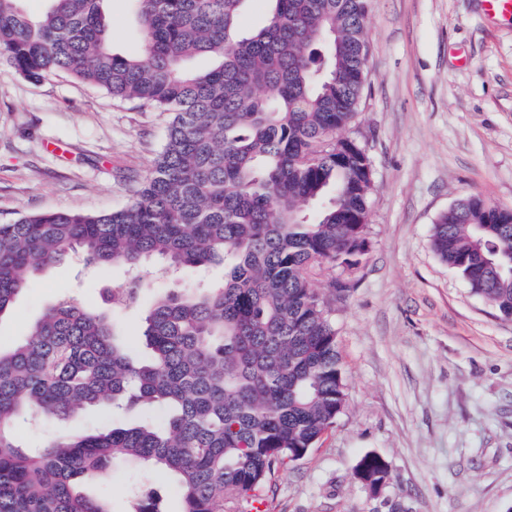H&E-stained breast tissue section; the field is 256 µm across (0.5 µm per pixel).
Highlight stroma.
Here are the masks:
<instances>
[{
    "label": "stroma",
    "mask_w": 512,
    "mask_h": 512,
    "mask_svg": "<svg viewBox=\"0 0 512 512\" xmlns=\"http://www.w3.org/2000/svg\"><path fill=\"white\" fill-rule=\"evenodd\" d=\"M110 44L134 42L125 0L103 4ZM367 79L353 137L376 191L358 270L319 272L329 292L347 383L335 424L299 461L272 475L269 512H512V321L501 319L441 262L432 227L457 199L512 207V18L481 0H371ZM168 115L58 73L35 82L0 62V224L48 210L126 205L149 176ZM143 272V297L223 280ZM124 280L73 260L46 268L0 318V345L66 296L106 307ZM81 411L61 423L19 424L32 446L65 431L92 433ZM382 455L389 479L371 492L353 476Z\"/></svg>",
    "instance_id": "obj_1"
}]
</instances>
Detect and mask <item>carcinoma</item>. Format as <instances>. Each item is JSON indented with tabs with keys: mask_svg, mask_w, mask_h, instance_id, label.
<instances>
[{
	"mask_svg": "<svg viewBox=\"0 0 512 512\" xmlns=\"http://www.w3.org/2000/svg\"><path fill=\"white\" fill-rule=\"evenodd\" d=\"M19 2L0 0L1 60L33 81L66 72L170 118L129 204L0 224V317L31 277L73 256L130 275L110 309L62 298L0 347V512H114L83 484L138 467L165 473L168 494L140 490L131 512H239L346 406L332 297L314 274L353 269L367 250L373 169L346 130L365 82L370 0H269L248 34L245 0H133L143 41L127 55L109 47L104 0H48L38 17ZM198 55L213 65L187 69ZM431 244L512 320L511 207L463 197ZM147 263L173 278L222 265L224 280L145 303ZM131 309L143 313L144 352L118 330ZM86 408L102 430L42 448L16 438L21 419ZM358 464L369 477L382 469L373 453Z\"/></svg>",
	"mask_w": 512,
	"mask_h": 512,
	"instance_id": "1",
	"label": "carcinoma"
}]
</instances>
